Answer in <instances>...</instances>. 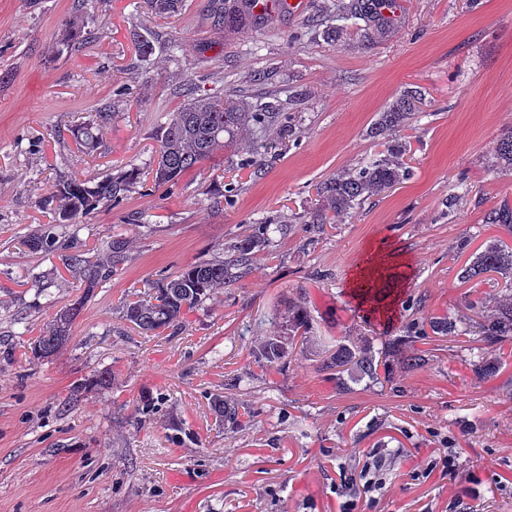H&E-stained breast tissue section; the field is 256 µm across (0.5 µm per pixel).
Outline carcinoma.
Returning <instances> with one entry per match:
<instances>
[{"mask_svg": "<svg viewBox=\"0 0 512 512\" xmlns=\"http://www.w3.org/2000/svg\"><path fill=\"white\" fill-rule=\"evenodd\" d=\"M183 0H145L150 14L157 18H169L182 9ZM338 11L346 17L361 19L365 27L378 29L383 26L379 14L370 3L338 5ZM211 14L226 27H238L251 17L244 8H226L211 2ZM88 24L87 17L75 13L66 23L62 35L63 45L74 48L83 42V33ZM139 57L147 59L155 51L158 38L149 33L134 34ZM184 103L171 115L158 137L157 158L148 165L155 186L161 187L177 181L184 173L200 166L216 151L237 143L246 134L254 136L247 146L243 165L259 169L261 158L273 148L266 138L268 129L276 122L287 118L280 105L268 104L260 107L247 96L239 97L228 104L221 96L198 95L195 89H183ZM421 93L406 90L388 111L380 114L370 128L373 139H389L414 118L421 103ZM108 114L97 112L76 129L79 145L88 152L98 148L101 130ZM404 152L396 145L387 146L386 151L373 156L360 166L344 169L317 186L322 199V208L313 215L312 223L321 230L326 224H336L359 209L368 200L402 183L411 175V169L403 160ZM497 163L512 170V130L505 133L496 147ZM137 168L121 169L102 181L82 180L76 177L58 180L44 205L57 215L59 227L67 228L78 219L95 213L105 203L123 198L140 181ZM484 223L498 224L512 231V205L503 202L489 210ZM285 224H275L268 219L249 226V232L224 250V257L192 263L175 275L165 277L150 285V290L135 292V300L122 303V317L134 324L142 333L157 336L164 330L180 323L185 312L201 306L218 288H228L241 280L251 269L255 253L267 247L271 234L283 232ZM32 251L56 250L62 246L70 253L65 261L78 280L82 292L56 313L51 324L33 341V353L38 358H49L66 347L72 338V328L80 315L84 301L99 284L112 277L113 267L126 258L127 242L123 238L109 241L112 266L106 267L89 252L75 250L67 242H59L56 236L37 232L25 238ZM494 276V281L503 284L504 295L494 302L482 319L451 318L434 316L428 321L431 331L443 336H473L486 348L512 341V247L493 239L484 244L481 251L472 255L468 263L461 266L458 277L462 283H472L485 275ZM285 331L279 336H258L254 347L266 362H285L292 357L298 343H306L309 321L305 298L288 303ZM426 331L416 325L406 330L405 338H394L384 343L378 351L367 339L357 343H339L336 353L323 362L325 370H336V379L347 385V381L360 382L379 380L380 368H388L385 359L397 360L403 369L413 371L425 362V355L408 352L410 336H424ZM95 388L102 393L112 391V369H103L90 379L77 384L75 389ZM216 419L226 425L239 424V407L224 395H214L211 401Z\"/></svg>", "mask_w": 512, "mask_h": 512, "instance_id": "carcinoma-1", "label": "carcinoma"}]
</instances>
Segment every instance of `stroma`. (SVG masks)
Here are the masks:
<instances>
[{
  "instance_id": "35a3bbf8",
  "label": "stroma",
  "mask_w": 512,
  "mask_h": 512,
  "mask_svg": "<svg viewBox=\"0 0 512 512\" xmlns=\"http://www.w3.org/2000/svg\"><path fill=\"white\" fill-rule=\"evenodd\" d=\"M305 2L300 13L278 8L267 23L228 30L207 0H183L167 20L143 0H88L91 33L67 52L60 38L75 0H0V512H337L339 467L358 469L374 448L393 450V472L365 512H512V359L485 378L467 337L432 334L413 343L428 363L383 384L344 389L321 367L340 337L392 339L434 316H475L469 299L500 296L490 283H461L453 251L467 238L512 245L511 231L483 221L512 203V171L492 164L512 128V0H404L370 46L363 21L337 20V0ZM138 28L180 39L181 67L158 50L136 76ZM127 82L128 100L117 94ZM186 83L288 103L296 133L270 130L279 148L260 173L239 168L245 152L229 147L175 184L134 188L80 219L81 249L107 264L120 236L126 259L90 293L70 344L34 358L54 315L36 281L59 304L73 296L64 251L22 244L57 227L43 197L61 178L96 182L149 163ZM410 88L424 100L395 136L410 179L314 231L317 186L384 151L367 131ZM106 106L112 118L86 155L72 127ZM283 214L294 223L249 274L182 324L149 337L121 318L125 294L223 256L248 225ZM374 254L383 274L405 275L383 300L386 318L350 284ZM304 292L311 349L259 367L253 337L277 332L272 313ZM107 367L111 392L72 396L74 382ZM227 391L250 409L247 425L218 426L211 399ZM443 446L457 452L455 477L411 481Z\"/></svg>"
}]
</instances>
